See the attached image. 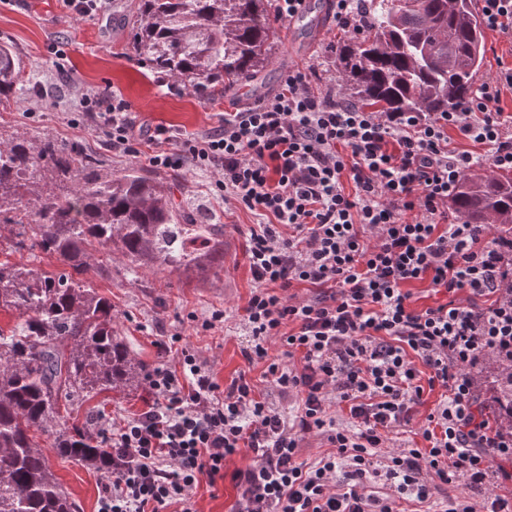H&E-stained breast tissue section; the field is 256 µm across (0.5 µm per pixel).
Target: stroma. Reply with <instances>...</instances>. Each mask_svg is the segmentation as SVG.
<instances>
[{
  "mask_svg": "<svg viewBox=\"0 0 512 512\" xmlns=\"http://www.w3.org/2000/svg\"><path fill=\"white\" fill-rule=\"evenodd\" d=\"M135 0H111L104 14L80 17L63 8L61 0H0V44L15 52L32 81L18 91L17 102L0 106V133H47L98 153L105 171L119 175L131 167L152 174L145 156L113 153L110 144L90 118H77L82 96H118L129 105V118L141 140L155 128L187 133L214 129L218 117L250 105L251 100L225 93L217 99L190 90L171 88L154 79L131 47ZM279 40L261 73L262 97L280 92L290 71L315 67L324 84L337 83V50L351 32L335 18L323 22L320 36L290 29L277 22ZM178 213L200 224H221L232 231L224 267L219 275L193 271H140L130 276L128 264L113 257L106 277L94 278L97 290L112 300V325L144 369L164 364L176 367V353H162L156 346L162 331L181 332L183 341L205 358L220 385H228L246 372L269 404L290 414L295 399L281 394L263 377L262 365H248L240 348L245 326L243 307L253 286L247 263V229L255 216L236 202L212 198L213 175L186 165L167 173ZM220 310L226 320L221 328L200 332L189 314ZM147 388L108 391L71 406L68 424L88 427L89 416L100 413L107 423L120 424L138 414L149 401ZM51 471L75 505L74 512H96L104 477L102 472L62 457L50 433L37 434ZM236 489L231 480H201L192 501L196 512H230Z\"/></svg>",
  "mask_w": 512,
  "mask_h": 512,
  "instance_id": "1",
  "label": "stroma"
}]
</instances>
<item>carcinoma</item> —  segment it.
I'll return each instance as SVG.
<instances>
[{"mask_svg": "<svg viewBox=\"0 0 512 512\" xmlns=\"http://www.w3.org/2000/svg\"><path fill=\"white\" fill-rule=\"evenodd\" d=\"M277 40L267 0H139L132 46L173 84L213 97L255 84ZM340 80L355 105L377 112H448L470 100L485 60L473 0H370L360 35L339 48ZM16 55L0 45V102L21 84ZM469 224L511 233L512 179L478 165L451 200ZM0 224L66 268L16 263L0 250V512H73L35 434L55 426L66 457L112 471L105 439L59 422L71 405L106 390L138 389L145 375L112 327V301L87 273L109 247L133 270H213L224 259V225L180 224L168 182L135 168L120 176L72 142L50 135L0 137ZM495 429L512 434V364L491 362Z\"/></svg>", "mask_w": 512, "mask_h": 512, "instance_id": "cac0c4a2", "label": "carcinoma"}]
</instances>
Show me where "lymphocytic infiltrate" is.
<instances>
[{
    "instance_id": "lymphocytic-infiltrate-1",
    "label": "lymphocytic infiltrate",
    "mask_w": 512,
    "mask_h": 512,
    "mask_svg": "<svg viewBox=\"0 0 512 512\" xmlns=\"http://www.w3.org/2000/svg\"><path fill=\"white\" fill-rule=\"evenodd\" d=\"M318 80L313 68L290 72L280 93L225 113L208 133L158 128L147 155L159 170L220 168L214 194L256 216L241 353L265 363L294 413L271 408L246 373L220 386L181 333L168 334L159 348L177 352L179 367L150 369L151 401L113 428L97 512H194L204 476L231 478L232 512H395L399 497L426 512H512L511 497L472 496L512 481V435L490 425L471 375L485 356L512 360V244L448 211L478 160L512 170V115L498 107L512 68L450 112H369L337 100L335 87L315 91ZM94 108L113 151L137 154L128 103L80 99L81 113ZM452 128L483 155L449 148ZM417 281L447 303L412 308ZM295 284L316 296L295 299ZM274 341L284 359L270 357ZM436 387L424 448L387 450ZM341 404L342 425L329 413ZM310 434L332 447L312 464L299 459ZM239 454L250 464L226 471ZM379 480L394 497L375 494Z\"/></svg>"
}]
</instances>
